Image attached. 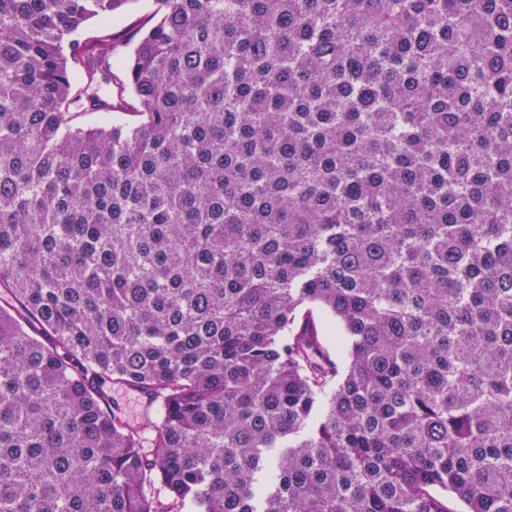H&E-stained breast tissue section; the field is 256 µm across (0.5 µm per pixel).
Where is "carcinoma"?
Masks as SVG:
<instances>
[{
	"instance_id": "1",
	"label": "carcinoma",
	"mask_w": 512,
	"mask_h": 512,
	"mask_svg": "<svg viewBox=\"0 0 512 512\" xmlns=\"http://www.w3.org/2000/svg\"><path fill=\"white\" fill-rule=\"evenodd\" d=\"M128 2L0 0V512H512V0ZM155 0H133L122 11L112 15L110 25L112 32L134 33L144 18L154 10ZM140 116L132 112H86L76 119V122L85 127L112 125L113 120L125 125L134 126L140 121Z\"/></svg>"
}]
</instances>
